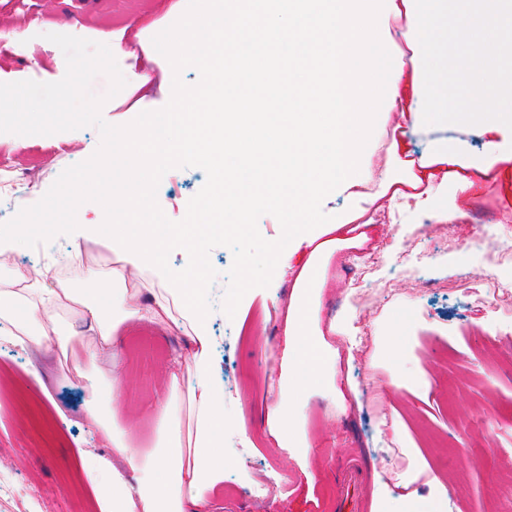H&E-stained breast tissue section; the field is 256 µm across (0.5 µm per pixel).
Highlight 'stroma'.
<instances>
[{
  "label": "stroma",
  "mask_w": 512,
  "mask_h": 512,
  "mask_svg": "<svg viewBox=\"0 0 512 512\" xmlns=\"http://www.w3.org/2000/svg\"><path fill=\"white\" fill-rule=\"evenodd\" d=\"M205 7L206 0H0V82L61 80L65 56L48 34L104 43L128 82L111 97L101 74L91 91L106 96L102 116L108 123L128 124L141 112L164 107L170 85L198 82L185 54L157 48L155 39L185 27L202 31ZM135 73L148 75V85L131 83ZM453 137L461 143L463 165L477 163L493 143L507 154L480 177L476 190L438 188L441 201L462 214L455 223L445 226L429 211L409 210L373 183L357 200L336 195L328 201L323 222H346L363 235V248L380 250L382 259L367 280L386 290L355 299L343 269L346 249L336 250L325 267L321 322L352 315L367 324L373 349L355 350L353 363L339 366L340 378L358 391L346 411L323 395L309 397L302 422L308 467L267 434L296 278L290 272L278 287H264L284 234L283 217L275 209L254 212L243 229L225 226L211 244L207 280L214 302L234 291L241 298L236 317L212 319L232 398L226 419L254 447L244 471L226 474L211 512H372L379 483H394L409 464L410 448L419 449L430 473L443 481L447 512H512V499L494 495L512 473V295L490 305L481 301L491 280L512 283V265L476 260L469 247L490 232L512 233V133L487 131L473 119L454 127ZM438 138L435 128L413 126L394 112L368 147L380 166H394L403 178ZM99 144L94 127L24 137L0 133V154L30 177L17 196L0 199V216L12 219L36 203L64 169L90 158ZM211 178L207 166L177 160L156 177L153 203L168 222H182L185 205ZM374 211L384 213L383 223H372ZM408 250L426 255L424 277L403 263ZM247 253L252 266L246 280L241 259ZM407 314L413 327L399 359L388 361L387 338ZM187 340L175 329L132 325L121 347L128 378L117 390L109 357L73 358L53 337L25 349L0 343V472L11 473L16 495L0 504V512H43L47 501L54 512H100L93 496L101 480L96 461L111 456L112 447L90 416L89 402L99 397L111 405L116 428L135 421L127 442L141 457H151L161 445L154 405L170 392L166 364L187 354ZM69 358L80 369L74 379L63 372ZM259 477L267 478L271 492L256 498L249 485Z\"/></svg>",
  "instance_id": "35a3bbf8"
}]
</instances>
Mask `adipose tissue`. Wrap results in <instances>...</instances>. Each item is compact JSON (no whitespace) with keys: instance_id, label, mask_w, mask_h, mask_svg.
Here are the masks:
<instances>
[{"instance_id":"obj_1","label":"adipose tissue","mask_w":512,"mask_h":512,"mask_svg":"<svg viewBox=\"0 0 512 512\" xmlns=\"http://www.w3.org/2000/svg\"><path fill=\"white\" fill-rule=\"evenodd\" d=\"M381 0H223L206 27L207 40L191 47L201 79L171 92L172 107L159 121L114 138L93 179L94 204L111 225L77 224L82 236L106 238L117 256L110 272L85 268L79 282L55 286L53 269L31 281L25 268L0 262V321L12 325L20 347L41 344L59 328L63 301L80 304L99 332L97 349L119 360L118 336L148 321L187 331L189 356L171 361V382L189 380V435L170 424L173 407L158 403L164 444L155 461L137 464L129 481L99 458L107 479L97 488L102 512H209L224 473L246 451L225 452L229 429L226 393L211 333L212 302L206 256L224 219L248 224L253 212L274 208L286 226L279 259L309 255L295 281L286 315L278 402L267 433L294 457H305L297 427L303 397L325 392L344 402L336 380L339 354L326 335H349L342 318L321 329L317 292L325 259L339 245L337 225L319 223L312 207L338 193L353 199L371 180L389 182L370 161L366 136L371 117L398 111L431 122H463L436 87L440 63L457 60L480 122L512 129V0H403L401 37L417 47L406 65L387 48L372 18ZM308 75L305 84L293 79ZM239 90L236 110L223 108L225 88ZM194 157L213 177L201 199L186 207L183 223L129 218L147 204L155 172L170 161ZM144 278L157 285L151 299L130 290Z\"/></svg>"}]
</instances>
